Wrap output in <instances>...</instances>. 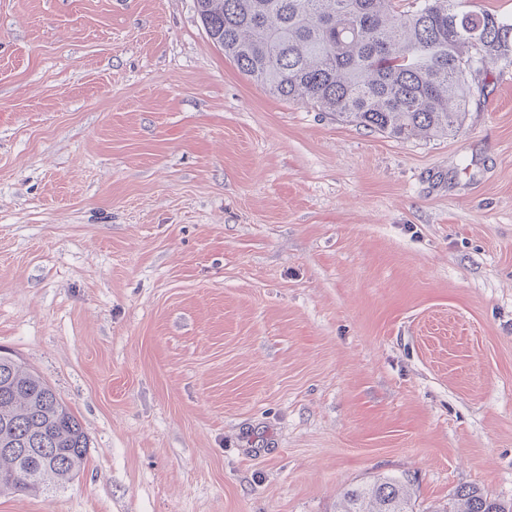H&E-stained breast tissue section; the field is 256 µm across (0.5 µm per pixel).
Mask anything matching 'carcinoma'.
<instances>
[{"label":"carcinoma","mask_w":512,"mask_h":512,"mask_svg":"<svg viewBox=\"0 0 512 512\" xmlns=\"http://www.w3.org/2000/svg\"><path fill=\"white\" fill-rule=\"evenodd\" d=\"M214 45L270 93L410 140L455 136L483 87L474 75L512 59V24L469 0H194ZM0 494L63 489L84 470L88 436L36 371L0 356ZM451 512H512L459 487ZM337 512H414L405 482L344 492Z\"/></svg>","instance_id":"obj_1"}]
</instances>
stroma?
<instances>
[{
  "label": "stroma",
  "mask_w": 512,
  "mask_h": 512,
  "mask_svg": "<svg viewBox=\"0 0 512 512\" xmlns=\"http://www.w3.org/2000/svg\"><path fill=\"white\" fill-rule=\"evenodd\" d=\"M455 137L284 100L194 0H0V353L89 438L0 512L512 501V66ZM336 512H414L405 482L379 477L344 492Z\"/></svg>",
  "instance_id": "1"
}]
</instances>
